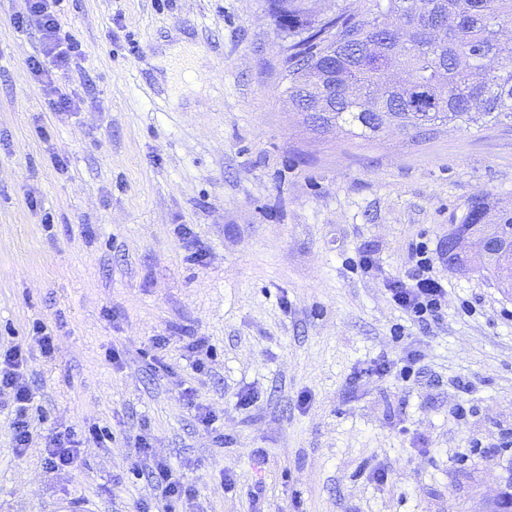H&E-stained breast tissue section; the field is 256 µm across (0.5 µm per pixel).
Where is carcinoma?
Segmentation results:
<instances>
[{
    "mask_svg": "<svg viewBox=\"0 0 512 512\" xmlns=\"http://www.w3.org/2000/svg\"><path fill=\"white\" fill-rule=\"evenodd\" d=\"M288 34L281 81L290 103L300 74L336 51V110L303 113L313 131L329 126L375 140L390 125L417 142L454 123L469 131L512 123V0H369L355 14L346 4L319 14L314 0H267ZM499 61L498 66L490 62Z\"/></svg>",
    "mask_w": 512,
    "mask_h": 512,
    "instance_id": "1",
    "label": "carcinoma"
}]
</instances>
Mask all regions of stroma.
I'll return each instance as SVG.
<instances>
[{
    "mask_svg": "<svg viewBox=\"0 0 512 512\" xmlns=\"http://www.w3.org/2000/svg\"><path fill=\"white\" fill-rule=\"evenodd\" d=\"M25 11L0 0V347L37 409L17 453L0 396V512H160L159 462L204 512H487L512 478V295L437 260L443 314L418 323L388 285L472 198L512 212V128L312 133L266 0H67L79 109L55 112ZM91 424L105 443L46 468L49 433Z\"/></svg>",
    "mask_w": 512,
    "mask_h": 512,
    "instance_id": "obj_1",
    "label": "stroma"
}]
</instances>
